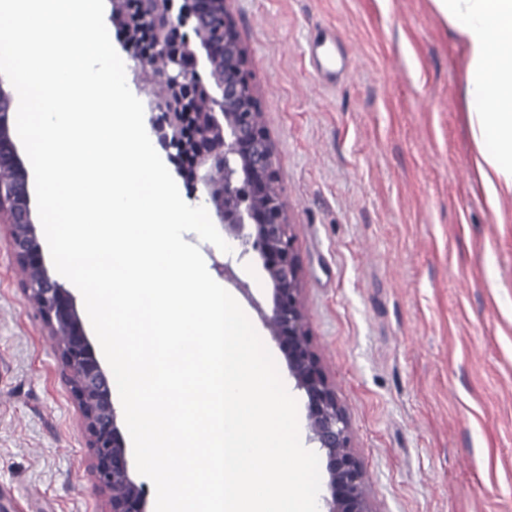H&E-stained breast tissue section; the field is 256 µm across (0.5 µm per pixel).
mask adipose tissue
<instances>
[{
    "label": "adipose tissue",
    "mask_w": 512,
    "mask_h": 512,
    "mask_svg": "<svg viewBox=\"0 0 512 512\" xmlns=\"http://www.w3.org/2000/svg\"><path fill=\"white\" fill-rule=\"evenodd\" d=\"M466 56L467 123L493 209L512 199V0H432Z\"/></svg>",
    "instance_id": "obj_1"
}]
</instances>
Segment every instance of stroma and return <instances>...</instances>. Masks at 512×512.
I'll list each match as a JSON object with an SVG mask.
<instances>
[{
	"label": "stroma",
	"instance_id": "35a3bbf8",
	"mask_svg": "<svg viewBox=\"0 0 512 512\" xmlns=\"http://www.w3.org/2000/svg\"><path fill=\"white\" fill-rule=\"evenodd\" d=\"M294 247L313 345L377 512H512V202L471 159L462 46L432 0H229ZM347 76L309 65L316 30ZM199 246L298 405L252 300L256 252ZM83 419L0 243V512H106Z\"/></svg>",
	"mask_w": 512,
	"mask_h": 512
}]
</instances>
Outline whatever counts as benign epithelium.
Here are the masks:
<instances>
[{
    "label": "benign epithelium",
    "instance_id": "benign-epithelium-1",
    "mask_svg": "<svg viewBox=\"0 0 512 512\" xmlns=\"http://www.w3.org/2000/svg\"><path fill=\"white\" fill-rule=\"evenodd\" d=\"M228 0H145L142 20L151 47L135 52L136 71L150 70L164 93L150 90L151 129L168 151L176 172L202 185L230 236L257 251L271 284L269 312L263 321L275 338L288 371L306 396L307 426L325 461V512H376L365 475L351 444L346 414L314 349L302 300V267L275 167V146L265 131L257 97L246 72V55ZM192 25L200 46L179 40ZM223 49L216 78L219 96L204 92L206 112L186 111L197 77L198 49L208 62ZM0 224L5 246L23 275L79 404L88 447L96 459V478L106 492L107 512H150L148 492L138 481L127 451L111 378L87 334L76 297L51 274L39 227L30 207L27 170L8 113H0Z\"/></svg>",
    "mask_w": 512,
    "mask_h": 512
}]
</instances>
